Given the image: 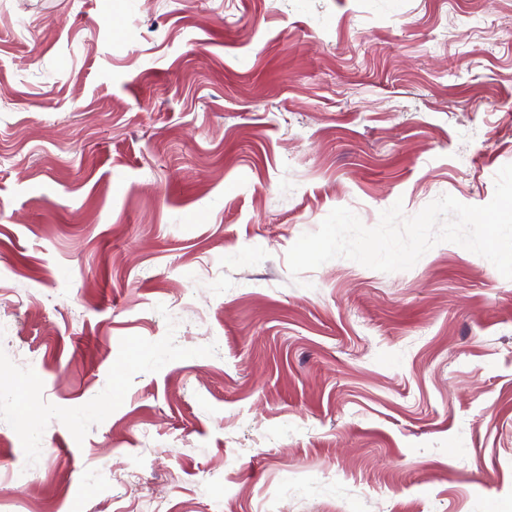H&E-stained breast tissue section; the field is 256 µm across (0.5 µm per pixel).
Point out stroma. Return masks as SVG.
<instances>
[{
	"label": "stroma",
	"instance_id": "obj_1",
	"mask_svg": "<svg viewBox=\"0 0 512 512\" xmlns=\"http://www.w3.org/2000/svg\"><path fill=\"white\" fill-rule=\"evenodd\" d=\"M512 164V0H0V512H512V280L286 254Z\"/></svg>",
	"mask_w": 512,
	"mask_h": 512
}]
</instances>
